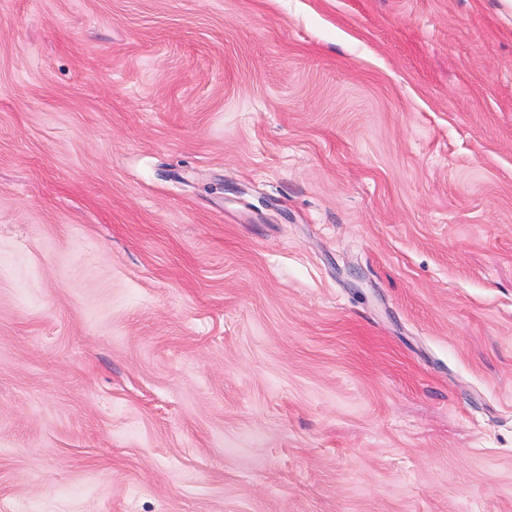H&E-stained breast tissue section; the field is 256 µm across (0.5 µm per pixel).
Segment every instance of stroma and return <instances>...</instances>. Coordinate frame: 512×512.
Segmentation results:
<instances>
[{
    "label": "stroma",
    "mask_w": 512,
    "mask_h": 512,
    "mask_svg": "<svg viewBox=\"0 0 512 512\" xmlns=\"http://www.w3.org/2000/svg\"><path fill=\"white\" fill-rule=\"evenodd\" d=\"M0 512H512V8L0 0Z\"/></svg>",
    "instance_id": "1"
}]
</instances>
